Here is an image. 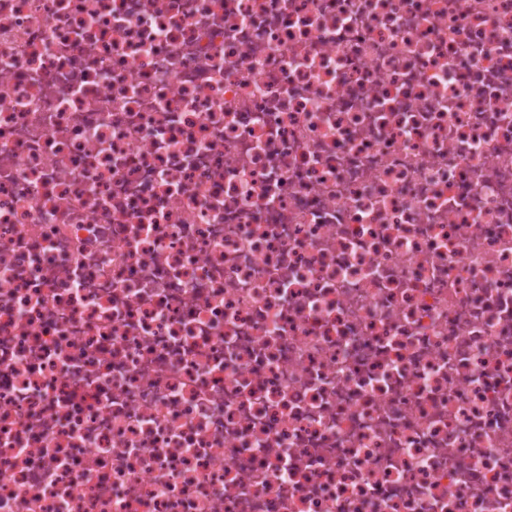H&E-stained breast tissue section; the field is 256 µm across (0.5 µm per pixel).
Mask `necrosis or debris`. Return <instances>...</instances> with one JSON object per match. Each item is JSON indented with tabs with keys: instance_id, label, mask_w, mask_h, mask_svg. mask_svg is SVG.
<instances>
[{
	"instance_id": "necrosis-or-debris-1",
	"label": "necrosis or debris",
	"mask_w": 512,
	"mask_h": 512,
	"mask_svg": "<svg viewBox=\"0 0 512 512\" xmlns=\"http://www.w3.org/2000/svg\"><path fill=\"white\" fill-rule=\"evenodd\" d=\"M0 512H512V0H0Z\"/></svg>"
}]
</instances>
